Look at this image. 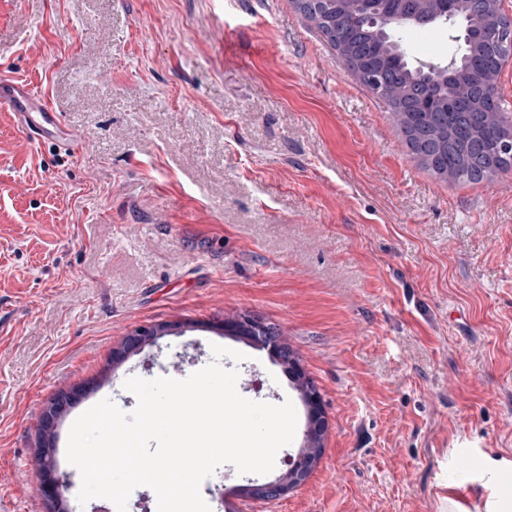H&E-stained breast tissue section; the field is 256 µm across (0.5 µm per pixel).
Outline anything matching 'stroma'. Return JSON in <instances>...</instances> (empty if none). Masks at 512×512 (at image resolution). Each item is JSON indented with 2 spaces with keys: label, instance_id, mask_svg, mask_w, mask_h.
Returning a JSON list of instances; mask_svg holds the SVG:
<instances>
[{
  "label": "stroma",
  "instance_id": "35a3bbf8",
  "mask_svg": "<svg viewBox=\"0 0 512 512\" xmlns=\"http://www.w3.org/2000/svg\"><path fill=\"white\" fill-rule=\"evenodd\" d=\"M414 64L461 54L445 25L399 30ZM61 112L82 151L30 141L0 107V512H48L36 455L45 409L65 462L85 407L130 377L201 370L212 345L248 388L292 401L293 442L265 475L224 464L211 512H466L512 504V171L440 182L389 112L289 0H0V75ZM277 325L320 394L308 479L274 500L307 410L267 351L224 334ZM190 321L113 365L138 328ZM474 467L456 466L460 453Z\"/></svg>",
  "mask_w": 512,
  "mask_h": 512
}]
</instances>
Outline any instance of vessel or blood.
Returning <instances> with one entry per match:
<instances>
[{"label":"vessel or blood","mask_w":512,"mask_h":512,"mask_svg":"<svg viewBox=\"0 0 512 512\" xmlns=\"http://www.w3.org/2000/svg\"><path fill=\"white\" fill-rule=\"evenodd\" d=\"M0 104L11 107L24 125L30 140L51 137L63 117L54 112L31 88L0 78Z\"/></svg>","instance_id":"b4317fda"}]
</instances>
